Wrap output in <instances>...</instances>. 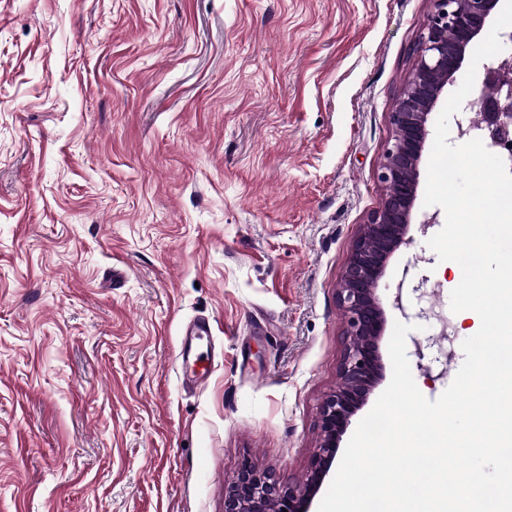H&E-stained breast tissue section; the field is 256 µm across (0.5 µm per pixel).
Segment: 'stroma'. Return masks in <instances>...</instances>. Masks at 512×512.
<instances>
[{
	"label": "stroma",
	"instance_id": "1",
	"mask_svg": "<svg viewBox=\"0 0 512 512\" xmlns=\"http://www.w3.org/2000/svg\"><path fill=\"white\" fill-rule=\"evenodd\" d=\"M428 0H0V512H224L305 479ZM416 202L377 295L428 399L480 328ZM419 282L395 309L401 275ZM209 317L210 380L182 329Z\"/></svg>",
	"mask_w": 512,
	"mask_h": 512
}]
</instances>
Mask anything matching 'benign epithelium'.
Segmentation results:
<instances>
[{
  "label": "benign epithelium",
  "instance_id": "benign-epithelium-1",
  "mask_svg": "<svg viewBox=\"0 0 512 512\" xmlns=\"http://www.w3.org/2000/svg\"><path fill=\"white\" fill-rule=\"evenodd\" d=\"M498 0H429L423 31L412 48V66L388 121L392 137L377 170L384 194L362 225L336 289L346 322L347 345L340 381L322 402L320 442L307 476L282 483L245 457L224 494V512H313V502L329 474L352 417L366 404L381 377L379 342L385 312L376 294L390 256L407 241L414 219L420 164L430 120L447 87L456 82L470 45L478 39ZM495 87L468 101L479 112L474 130L488 146L512 157V61L485 67L481 88Z\"/></svg>",
  "mask_w": 512,
  "mask_h": 512
}]
</instances>
